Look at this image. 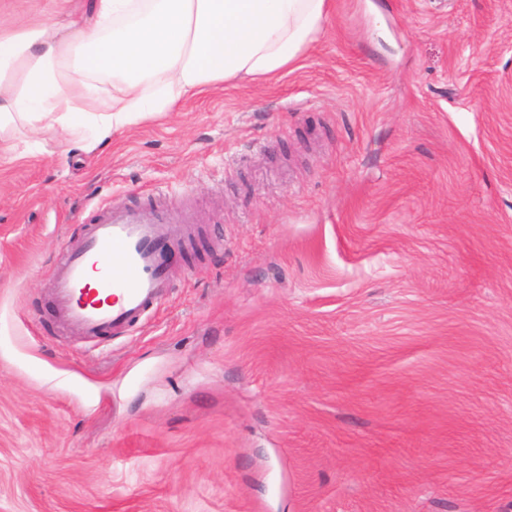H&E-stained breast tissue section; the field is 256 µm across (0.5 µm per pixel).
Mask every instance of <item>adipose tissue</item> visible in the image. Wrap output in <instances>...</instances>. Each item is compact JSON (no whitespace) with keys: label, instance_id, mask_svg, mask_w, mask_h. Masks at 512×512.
Returning <instances> with one entry per match:
<instances>
[{"label":"adipose tissue","instance_id":"1","mask_svg":"<svg viewBox=\"0 0 512 512\" xmlns=\"http://www.w3.org/2000/svg\"><path fill=\"white\" fill-rule=\"evenodd\" d=\"M331 0H89L62 25L0 24V132L97 140L207 90L266 81L319 39Z\"/></svg>","mask_w":512,"mask_h":512}]
</instances>
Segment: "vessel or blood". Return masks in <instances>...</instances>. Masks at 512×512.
Instances as JSON below:
<instances>
[{"label":"vessel or blood","instance_id":"obj_1","mask_svg":"<svg viewBox=\"0 0 512 512\" xmlns=\"http://www.w3.org/2000/svg\"><path fill=\"white\" fill-rule=\"evenodd\" d=\"M190 221L152 205L94 206L82 235L56 259L51 295L59 325L93 338L139 325L173 287L167 256L188 248Z\"/></svg>","mask_w":512,"mask_h":512}]
</instances>
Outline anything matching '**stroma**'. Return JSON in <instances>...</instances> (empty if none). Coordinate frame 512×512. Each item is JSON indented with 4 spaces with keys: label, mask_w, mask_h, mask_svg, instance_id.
<instances>
[{
    "label": "stroma",
    "mask_w": 512,
    "mask_h": 512,
    "mask_svg": "<svg viewBox=\"0 0 512 512\" xmlns=\"http://www.w3.org/2000/svg\"><path fill=\"white\" fill-rule=\"evenodd\" d=\"M0 142V512H512V0H334L273 80ZM149 198L172 293L62 333L60 249Z\"/></svg>",
    "instance_id": "1"
}]
</instances>
